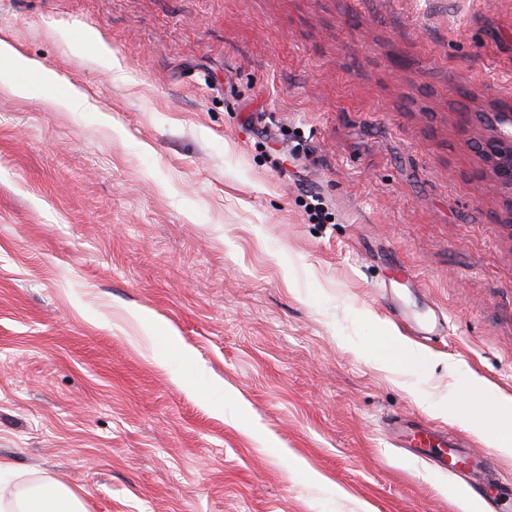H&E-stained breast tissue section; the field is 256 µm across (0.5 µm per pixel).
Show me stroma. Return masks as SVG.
<instances>
[{"label": "stroma", "mask_w": 512, "mask_h": 512, "mask_svg": "<svg viewBox=\"0 0 512 512\" xmlns=\"http://www.w3.org/2000/svg\"><path fill=\"white\" fill-rule=\"evenodd\" d=\"M0 498L85 512H512L396 446L465 365L512 395V0H0ZM111 61H104V54ZM388 259L416 287L383 288ZM401 304L428 369L371 354ZM172 326L193 356L147 340ZM1 62L12 64L18 74L23 76L14 86L15 90L21 94H26L32 90L34 84L27 78L33 77L43 86L55 87L61 90V93L54 97L58 102L74 107L79 106L84 101L85 95L83 92L75 86L61 81L53 71L43 68L38 63L19 57L12 46L3 39L0 40V64ZM496 127L487 160L500 187L512 195V112H494ZM133 316L138 321H146L147 322L148 329H149V335L146 337L149 340H153L155 337H157L154 335L156 334V331L158 329H161L164 332L165 337L168 340V342L171 344V346L176 348L179 351V353H181L185 357L193 356L190 348H188L186 345H184L179 340V337L177 336V334H175L168 326L160 323L159 321H157L155 319L148 318V314L145 311H139V310L133 311ZM2 512H84L79 499L72 492H64L56 485H44L15 503L3 504Z\"/></svg>", "instance_id": "obj_1"}]
</instances>
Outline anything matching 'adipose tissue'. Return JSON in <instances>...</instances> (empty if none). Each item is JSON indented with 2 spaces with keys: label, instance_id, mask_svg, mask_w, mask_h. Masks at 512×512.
Returning <instances> with one entry per match:
<instances>
[{
  "label": "adipose tissue",
  "instance_id": "ef3b65f1",
  "mask_svg": "<svg viewBox=\"0 0 512 512\" xmlns=\"http://www.w3.org/2000/svg\"><path fill=\"white\" fill-rule=\"evenodd\" d=\"M17 70V92L25 94L34 84L58 88V102L69 106L83 103L85 95L75 86L38 63L19 57L12 46L0 40V63ZM448 390V409L466 428L484 437L491 447L512 455V396L494 388L473 371L464 369ZM0 512H82L79 499L54 485H44L16 502L0 506Z\"/></svg>",
  "mask_w": 512,
  "mask_h": 512
}]
</instances>
